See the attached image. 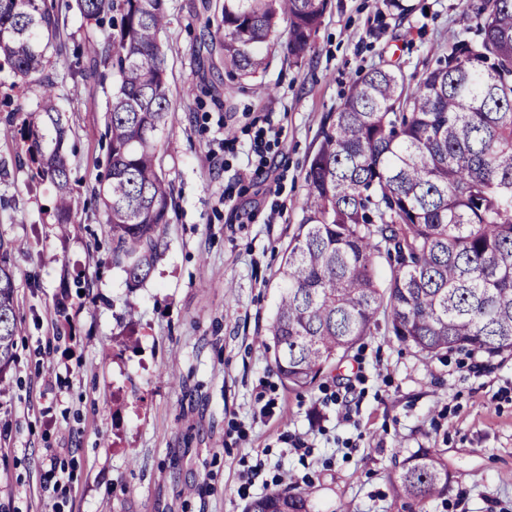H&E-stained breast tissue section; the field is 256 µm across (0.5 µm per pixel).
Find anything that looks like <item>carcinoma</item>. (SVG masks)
I'll use <instances>...</instances> for the list:
<instances>
[{
  "instance_id": "1",
  "label": "carcinoma",
  "mask_w": 512,
  "mask_h": 512,
  "mask_svg": "<svg viewBox=\"0 0 512 512\" xmlns=\"http://www.w3.org/2000/svg\"><path fill=\"white\" fill-rule=\"evenodd\" d=\"M330 0H224V68L266 71L264 46L285 26L288 57L302 61ZM96 24L111 13L108 47L118 85L108 130V175L100 195L113 255L129 282L150 275L172 188L158 165V134L171 100L160 33L164 0H77ZM479 21L416 82L380 65L360 74L322 130L306 173L304 215L288 244L268 338L284 384L313 386L378 329L425 356L460 351L512 354V0H470ZM58 17L44 0H0V55L31 78L45 70ZM17 129L38 174L57 192V223L75 208L63 149L66 125L53 82ZM0 242V393L15 359V283ZM390 266L380 287L376 268ZM438 448L407 457L392 478L402 507L447 494ZM310 492L271 491L244 512H311Z\"/></svg>"
}]
</instances>
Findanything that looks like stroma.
<instances>
[{"label":"stroma","mask_w":512,"mask_h":512,"mask_svg":"<svg viewBox=\"0 0 512 512\" xmlns=\"http://www.w3.org/2000/svg\"><path fill=\"white\" fill-rule=\"evenodd\" d=\"M223 2L165 0L172 107L159 161L175 207L133 286L94 194L117 76L81 53L112 27L87 23L76 0H45L63 45L45 73L80 204L61 233L53 185L20 138L0 139L19 327L0 396V512H243L307 486L315 512H404L390 480L420 448L441 449L454 476L426 512H512V356L431 358L378 330L298 392L262 343L323 125L360 71L387 62L420 76L475 27L472 9L331 0L302 62L281 37L266 73L240 79L224 69ZM40 100L35 80L0 66V126Z\"/></svg>","instance_id":"obj_1"}]
</instances>
